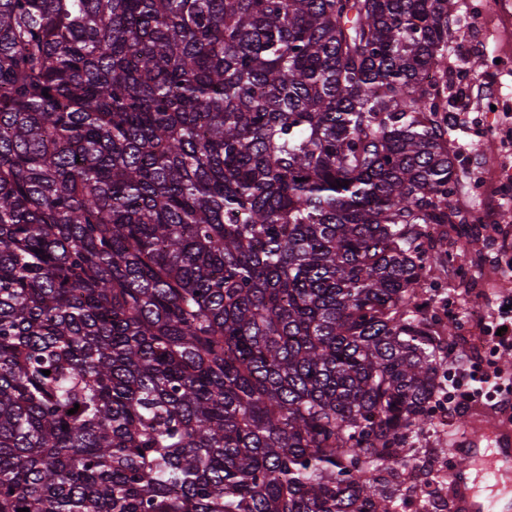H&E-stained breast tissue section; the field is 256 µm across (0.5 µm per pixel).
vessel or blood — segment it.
Segmentation results:
<instances>
[{
  "instance_id": "obj_1",
  "label": "vessel or blood",
  "mask_w": 512,
  "mask_h": 512,
  "mask_svg": "<svg viewBox=\"0 0 512 512\" xmlns=\"http://www.w3.org/2000/svg\"><path fill=\"white\" fill-rule=\"evenodd\" d=\"M460 462L453 473L452 500L455 512H512V422L497 414H479L467 422ZM489 467L500 493L482 496L471 470Z\"/></svg>"
}]
</instances>
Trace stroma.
Masks as SVG:
<instances>
[{
	"label": "stroma",
	"mask_w": 512,
	"mask_h": 512,
	"mask_svg": "<svg viewBox=\"0 0 512 512\" xmlns=\"http://www.w3.org/2000/svg\"><path fill=\"white\" fill-rule=\"evenodd\" d=\"M448 31L449 46H463V54L449 56L448 87L495 86L493 96L475 100L459 130L449 132L448 145L456 158L459 186L449 203L467 219L466 226L451 224L440 235L448 254L447 269H425L428 309L448 316L456 329L448 340L450 352L438 370L447 384L454 359L474 356L487 365L506 366L507 353H471L469 337L482 335L498 314L503 298H512V5L489 10L485 0H454ZM474 243L461 248L460 229ZM483 310L481 321L469 319L473 306ZM468 409L448 410L435 404V422L420 436L407 460L429 451L444 469L456 459V430L465 424Z\"/></svg>",
	"instance_id": "1"
}]
</instances>
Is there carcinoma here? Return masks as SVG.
Listing matches in <instances>:
<instances>
[{
	"mask_svg": "<svg viewBox=\"0 0 512 512\" xmlns=\"http://www.w3.org/2000/svg\"><path fill=\"white\" fill-rule=\"evenodd\" d=\"M451 10L0 0V512H395Z\"/></svg>",
	"mask_w": 512,
	"mask_h": 512,
	"instance_id": "cac0c4a2",
	"label": "carcinoma"
}]
</instances>
